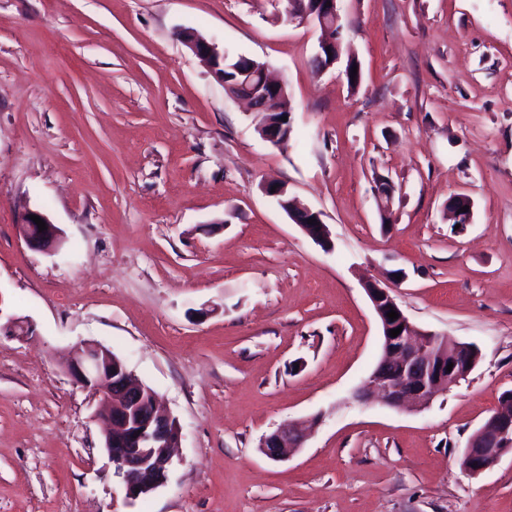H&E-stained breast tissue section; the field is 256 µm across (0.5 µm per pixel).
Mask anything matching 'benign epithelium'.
I'll use <instances>...</instances> for the list:
<instances>
[{
	"label": "benign epithelium",
	"instance_id": "7a95c632",
	"mask_svg": "<svg viewBox=\"0 0 512 512\" xmlns=\"http://www.w3.org/2000/svg\"><path fill=\"white\" fill-rule=\"evenodd\" d=\"M340 0H290L293 20L298 23H313L329 33L328 39L319 43L314 60L321 64L320 70H328L340 62L336 55L340 45ZM184 45L198 57L219 80L224 74L218 72L224 60V51L218 45L196 36L184 41ZM331 51L332 60L324 63L323 51ZM247 73L261 78L250 86L240 87L234 97L246 101L252 111L263 110L270 99L283 96L285 84L272 79L264 65H253ZM261 137L271 145L279 147L289 138V130L283 126L266 131L259 129ZM265 193L276 199L288 217L315 243L326 250L333 248L329 227L322 212L309 207H299L289 199L283 186L264 188ZM469 207L462 212L460 208ZM472 200L466 195L455 197L450 206L454 218L461 227L472 223ZM36 215L46 223V230L39 231L30 219ZM313 218L316 223H308ZM19 233L26 245L36 251L52 255L63 243L59 227L39 209L24 213L18 224ZM365 290L378 317L382 336V355L375 369L357 393L360 400L376 395L391 408L409 406L425 407L436 397L459 383L461 376L468 375L477 365L480 353L471 344L453 342L454 357L448 359V337L417 328L404 314L387 288L368 283ZM398 313V319L387 317L390 310ZM402 328L398 336L390 331ZM23 339L32 334L29 322L0 308V335ZM452 370H447L448 364ZM69 376L83 387L101 397V406L96 417L104 427L105 449L114 466V476L121 484L125 497L136 500L162 486L168 477L173 450L178 447L181 428L178 421L164 412L154 390L139 382L125 363L112 352L95 342L83 345L79 355L64 363ZM305 442L303 431L292 423L280 425L265 435L260 442L261 452L269 459L283 461ZM512 455V399L501 404L470 436L463 459L464 469L472 476H479L492 469L506 455Z\"/></svg>",
	"mask_w": 512,
	"mask_h": 512
}]
</instances>
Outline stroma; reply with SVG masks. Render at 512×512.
Instances as JSON below:
<instances>
[{
    "label": "stroma",
    "mask_w": 512,
    "mask_h": 512,
    "mask_svg": "<svg viewBox=\"0 0 512 512\" xmlns=\"http://www.w3.org/2000/svg\"><path fill=\"white\" fill-rule=\"evenodd\" d=\"M286 0H0V512H512V458L472 433L512 390V0H341L344 65ZM196 31L288 87L262 139L179 40ZM321 211L333 249L263 184ZM474 202L455 229L448 200ZM63 232L30 249L21 215ZM474 345L427 408L359 403L381 327L366 281ZM109 348L181 427L168 479L125 499L97 400L62 361ZM313 423L277 462L260 438ZM29 215L39 216L46 223V230L39 232L37 224ZM19 233L26 245L36 251L52 255L61 247L64 239L61 230L39 209L27 210L18 224ZM4 318V322L2 319ZM10 336L16 339H24L32 334V328L29 322L11 314L3 315V309L0 307V335Z\"/></svg>",
    "instance_id": "1"
}]
</instances>
